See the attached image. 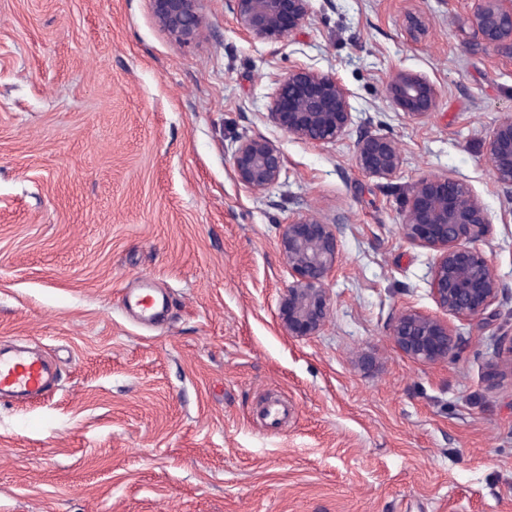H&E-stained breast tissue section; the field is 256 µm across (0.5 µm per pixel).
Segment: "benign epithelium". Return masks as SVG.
<instances>
[{"label":"benign epithelium","instance_id":"1","mask_svg":"<svg viewBox=\"0 0 512 512\" xmlns=\"http://www.w3.org/2000/svg\"><path fill=\"white\" fill-rule=\"evenodd\" d=\"M239 28L249 37L270 44L282 42L298 29L309 0H228ZM159 28L178 42L188 43L204 32L202 0H150ZM472 28L478 43L512 58V0H482ZM386 97L405 114L425 117L434 112L437 89L428 79L397 72L385 88ZM350 94L333 74L297 66L282 77L268 108L270 120L285 133L315 143H328L352 122ZM498 183L512 197V118L491 132L486 147ZM355 161L363 173L389 178L400 168L402 155L386 134H362L355 144ZM232 165L237 182L262 193L279 182L284 160L266 137L239 141ZM491 220L482 202L459 181L428 176L413 187L401 225L413 243L437 252L430 288L444 316L405 310L391 326L395 347L427 363L448 358L458 348L449 318L475 320L506 290L490 260L476 246ZM342 223L326 224L315 213L283 225L280 253L293 281L285 289L278 318L295 338L319 333L328 313L325 281L336 270Z\"/></svg>","mask_w":512,"mask_h":512}]
</instances>
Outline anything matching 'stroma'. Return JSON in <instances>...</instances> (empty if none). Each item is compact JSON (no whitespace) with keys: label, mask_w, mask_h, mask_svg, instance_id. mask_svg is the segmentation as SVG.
<instances>
[{"label":"stroma","mask_w":512,"mask_h":512,"mask_svg":"<svg viewBox=\"0 0 512 512\" xmlns=\"http://www.w3.org/2000/svg\"><path fill=\"white\" fill-rule=\"evenodd\" d=\"M482 0H310L281 43L247 38L227 0L181 44L148 0H0V340L58 365L54 394L0 403V512H512V202L486 160L512 118V59L477 45ZM304 64L340 78L353 122L312 144L268 118ZM432 82L423 118L385 95ZM392 136L389 179L355 163ZM284 157L262 194L240 139ZM461 182L487 208L478 246L509 291L426 363L394 346L401 311L435 315L434 250L401 224L414 184ZM341 223L318 335H285L282 224ZM149 280L169 308L122 309ZM386 97L405 114L425 117L434 112L437 89L428 79L408 71H398L385 88ZM355 161L363 173L389 178L399 170L402 155L397 142L390 135L365 133L356 141ZM232 165L239 184L254 193H262L279 182L284 160L270 140L254 136L239 141Z\"/></svg>","instance_id":"35a3bbf8"}]
</instances>
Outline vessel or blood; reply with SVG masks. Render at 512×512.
Segmentation results:
<instances>
[{"label": "vessel or blood", "mask_w": 512, "mask_h": 512, "mask_svg": "<svg viewBox=\"0 0 512 512\" xmlns=\"http://www.w3.org/2000/svg\"><path fill=\"white\" fill-rule=\"evenodd\" d=\"M123 304L139 310L142 320H151L158 306L152 288L126 293ZM58 378L54 363L37 350L0 342V400L26 402L52 394Z\"/></svg>", "instance_id": "b4317fda"}]
</instances>
